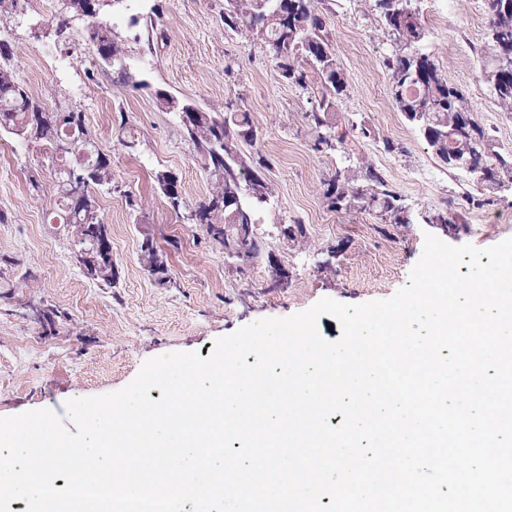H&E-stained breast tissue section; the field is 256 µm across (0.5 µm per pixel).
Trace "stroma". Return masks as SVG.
<instances>
[{
	"mask_svg": "<svg viewBox=\"0 0 512 512\" xmlns=\"http://www.w3.org/2000/svg\"><path fill=\"white\" fill-rule=\"evenodd\" d=\"M164 39L149 40L145 26L115 30L129 53L146 58L131 82L102 72L82 24L58 37L61 0H18L9 36L19 81L52 108H77L87 135L111 158L112 188L98 196L110 230L113 284L85 276L76 260L73 225L61 223L53 168L41 146L0 136V417L47 408L64 414L72 398L118 391L142 364L170 352H203L215 339L264 318H285L324 297L358 304L392 297L409 280L424 236L453 246L489 248L512 237V188L489 191L464 172L443 167L419 131L398 111L383 67L390 53L367 0H325L324 15L336 57L348 79L332 119L339 129L367 128L352 151L314 150L304 114L305 91L279 76L262 37L224 31V0H156ZM427 32L423 44L449 82L462 87L475 120L498 147L512 148V113L501 111L481 73L487 37L485 0H413ZM231 106L249 113L258 132L244 154L261 153L274 197L261 213L262 256L243 265L210 243L202 225L167 205L154 175L179 180L185 210L211 187L210 175L156 90ZM136 140L124 148L119 135ZM394 151H385L384 140ZM383 172L410 211L408 224L380 223L374 212L329 209L324 193L336 168L363 162ZM41 189H34L31 178ZM490 198L475 207L467 195ZM451 213L456 225L427 224L422 211ZM309 241L287 240L292 220ZM152 237L167 261L170 282L151 277L141 259ZM288 272L275 286L272 266ZM52 309L54 326L36 310Z\"/></svg>",
	"mask_w": 512,
	"mask_h": 512,
	"instance_id": "35a3bbf8",
	"label": "stroma"
}]
</instances>
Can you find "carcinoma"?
<instances>
[{"mask_svg": "<svg viewBox=\"0 0 512 512\" xmlns=\"http://www.w3.org/2000/svg\"><path fill=\"white\" fill-rule=\"evenodd\" d=\"M61 2L58 29H66L75 22L84 23L86 38L100 61L112 68L117 77L128 79L125 49L108 23L99 19L108 7L120 11L124 0H97L93 11L89 7L91 0ZM410 4L411 0H373L371 6L392 45L384 67L398 110L418 127L436 158L448 169H454L449 155L457 153L491 179L512 176V150L503 153L496 150L494 139L485 128L475 121L470 126L466 124V119L473 118L467 97L461 88L448 82L433 56L422 49L424 27ZM486 5L489 41L483 76L494 101L504 111L512 112V0H486ZM223 22L226 32L242 37L254 33L263 36L281 77L321 100L319 111L304 113L315 133L314 148L321 150L329 133L333 135L334 148H346L348 132L339 130L332 115L336 99L347 89V78L336 59L325 17L315 8L314 0H224ZM157 97L177 118L189 106L197 112L191 127L183 130V137L191 142L204 168L214 177L205 201L184 219L205 226L208 237L223 246L225 254L248 261L260 257L264 242L255 224L264 203L242 194L236 209L224 208L226 196L243 182L259 181L266 200L272 194L262 173L266 163L261 159L254 161L242 152V145L251 146L258 137L249 113L204 108L165 91L157 92ZM47 111L49 108L15 79L10 46L0 39V133L41 143L58 161L88 149L82 112L76 113L79 123L73 127V137L77 139L75 151L60 153L57 143L65 136L66 127L55 124L45 115ZM91 162L94 168L88 175L83 207H78L70 197L68 168L60 169L57 187L68 210L67 223L75 226L81 248L89 246L92 240L105 247L93 279L110 285L117 273L108 227L98 213L96 191L112 189L111 161L98 150ZM155 181L170 208L180 213L182 194L176 177L159 171ZM324 196L328 206L335 210L360 207L375 211L384 224L410 223V217L398 204L396 192L383 173L371 164L364 165L357 174L336 170ZM140 250L150 275L158 282L168 280L166 260L151 237L142 239Z\"/></svg>", "mask_w": 512, "mask_h": 512, "instance_id": "obj_1", "label": "carcinoma"}]
</instances>
